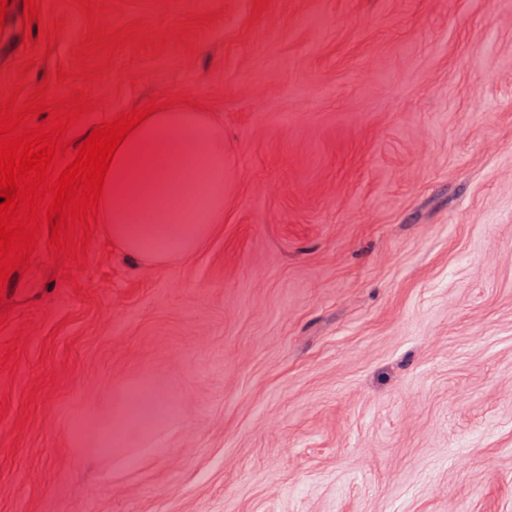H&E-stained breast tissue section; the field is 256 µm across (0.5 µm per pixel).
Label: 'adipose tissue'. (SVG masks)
Listing matches in <instances>:
<instances>
[{"mask_svg": "<svg viewBox=\"0 0 512 512\" xmlns=\"http://www.w3.org/2000/svg\"><path fill=\"white\" fill-rule=\"evenodd\" d=\"M104 195L102 219L128 255H190L224 221L222 128L205 112H155L117 154ZM127 411L148 423L167 418L169 407L157 388L123 394L102 447L120 446Z\"/></svg>", "mask_w": 512, "mask_h": 512, "instance_id": "1", "label": "adipose tissue"}]
</instances>
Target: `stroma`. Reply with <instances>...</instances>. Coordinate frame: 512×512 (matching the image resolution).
I'll return each instance as SVG.
<instances>
[{"mask_svg":"<svg viewBox=\"0 0 512 512\" xmlns=\"http://www.w3.org/2000/svg\"><path fill=\"white\" fill-rule=\"evenodd\" d=\"M112 0L143 22L93 82L224 129V221L0 294V512H512V0ZM27 75L75 70L77 0ZM22 7L0 85L27 56ZM213 22L179 40L180 18ZM25 349L4 360L6 345ZM172 406L100 451L117 395Z\"/></svg>","mask_w":512,"mask_h":512,"instance_id":"stroma-1","label":"stroma"}]
</instances>
